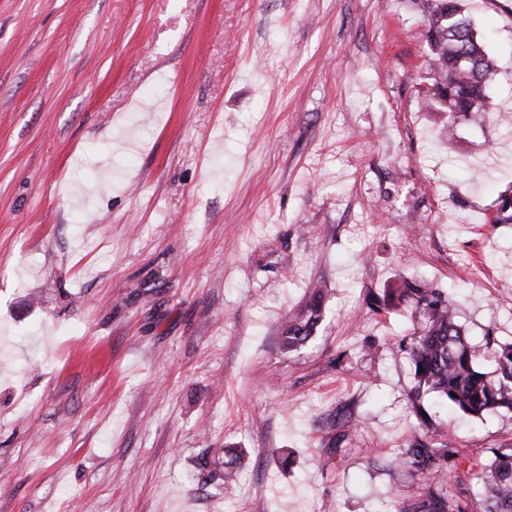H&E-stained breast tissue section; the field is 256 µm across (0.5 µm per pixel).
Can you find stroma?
Here are the masks:
<instances>
[{
    "label": "stroma",
    "instance_id": "obj_1",
    "mask_svg": "<svg viewBox=\"0 0 512 512\" xmlns=\"http://www.w3.org/2000/svg\"><path fill=\"white\" fill-rule=\"evenodd\" d=\"M461 6L496 72L451 146L422 0H0V512H410V309L369 296L420 277L512 342V0ZM437 418L462 464L512 444ZM326 293L322 285L314 286L303 306L286 314L281 323V350L285 353L300 351L315 337L324 320ZM241 459V454L233 449H224V460L222 456L212 461L203 457L200 462L202 474L225 495L231 494L237 483Z\"/></svg>",
    "mask_w": 512,
    "mask_h": 512
}]
</instances>
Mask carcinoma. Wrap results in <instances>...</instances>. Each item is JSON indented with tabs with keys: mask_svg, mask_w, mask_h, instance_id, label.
I'll use <instances>...</instances> for the list:
<instances>
[{
	"mask_svg": "<svg viewBox=\"0 0 512 512\" xmlns=\"http://www.w3.org/2000/svg\"><path fill=\"white\" fill-rule=\"evenodd\" d=\"M425 41L430 50L432 83L423 96L427 106L448 113V139L455 136L456 119L477 118L487 111V94L493 60L479 41L472 20L458 0H424ZM494 224H512V188L500 192ZM326 293L314 286L303 306L285 315L281 323V350L298 352L315 337L324 320ZM410 304L421 324L398 345L413 368L416 385L410 397L421 422L422 432L414 434L397 454L395 465L412 473L432 476L427 498L413 512H463L461 503L482 485L480 512H512V446L492 451L480 470L448 466L457 457L452 440L430 423L432 416L421 407L424 394H433L454 411L474 418L487 412L512 414V343H499L494 332L485 335L484 353L493 367H477V348L469 341L458 321L451 294L423 280L400 277L374 297L371 307L396 308ZM241 454L224 450V457L201 459L204 476L224 494L235 489Z\"/></svg>",
	"mask_w": 512,
	"mask_h": 512,
	"instance_id": "carcinoma-1",
	"label": "carcinoma"
}]
</instances>
